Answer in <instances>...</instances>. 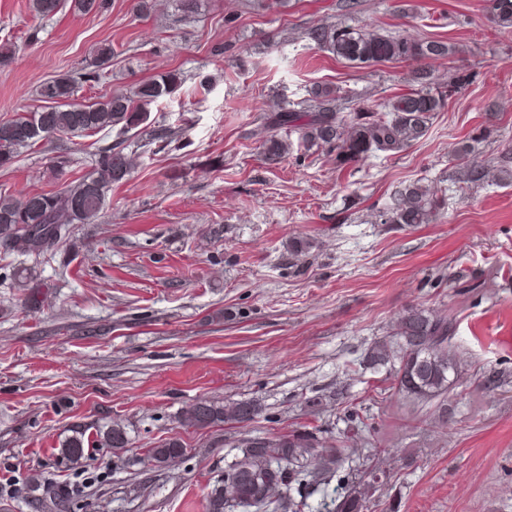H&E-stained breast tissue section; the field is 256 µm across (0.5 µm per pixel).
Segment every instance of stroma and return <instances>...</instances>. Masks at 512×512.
<instances>
[{
	"label": "stroma",
	"mask_w": 512,
	"mask_h": 512,
	"mask_svg": "<svg viewBox=\"0 0 512 512\" xmlns=\"http://www.w3.org/2000/svg\"><path fill=\"white\" fill-rule=\"evenodd\" d=\"M341 2L206 0L184 21L165 0L147 16L110 0L101 13L43 19L29 0H0V45L14 49L0 65V119L39 107V85L60 74L86 103L163 71L184 78L139 127H169L173 142L140 149L100 219L74 225L54 258H26L43 284L38 306L0 284V512H44L31 493L43 482L74 490L68 512H205L244 441L314 427L330 447L350 426L346 467L369 458L388 476L363 512H512V181L463 192L452 179L455 145L483 136L488 157L512 140V31L488 21L485 0H360L351 14ZM339 20L463 47L434 61V76L464 67L472 80L427 136L358 172L324 153L264 164L256 118L273 93L296 102L339 85L351 112L407 91L409 64L354 68L300 41ZM105 42L116 54L100 70L91 51ZM114 139L40 141L0 168V187L58 190ZM60 155L71 164L58 176ZM419 179L445 197L443 215L377 223L391 192ZM412 306L454 321L459 378L444 419L361 363ZM201 399H257L262 411L180 426ZM112 422L128 451L59 460L72 428L92 436ZM173 438L182 456L145 464Z\"/></svg>",
	"instance_id": "obj_1"
}]
</instances>
